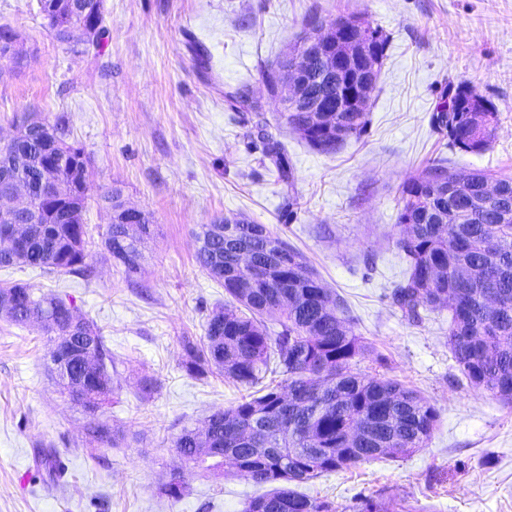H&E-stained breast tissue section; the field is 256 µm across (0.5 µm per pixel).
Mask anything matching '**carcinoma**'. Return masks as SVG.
I'll return each mask as SVG.
<instances>
[{"mask_svg": "<svg viewBox=\"0 0 512 512\" xmlns=\"http://www.w3.org/2000/svg\"><path fill=\"white\" fill-rule=\"evenodd\" d=\"M50 18L49 29L64 25L78 28L87 21L82 6ZM371 55L382 66L387 36L378 27ZM432 113L431 124L448 138V146L480 153L492 144L498 127L493 103L468 85L448 87V96ZM285 124L315 150L336 151L345 141L363 137L367 112L350 107L342 112L281 113ZM279 178L292 182L288 155L280 144L262 134ZM56 151L66 152L73 165L58 173L83 191L60 199L48 213L47 223L29 226L21 244L0 242V267L38 268L45 273L87 277L91 274L86 225L82 212L90 187V174L79 158L81 147L65 139V123L57 118L38 124L14 143L0 144L8 170L23 159L38 160ZM142 236L129 238L122 224H111L101 241L104 258L123 268L127 277L138 272L144 236L150 219L140 213ZM395 245L408 263L406 275L390 292L393 306L404 317L420 319L423 308L448 309V347L467 382L505 402H512V177L493 178L483 170L459 171L441 162L410 175L397 200ZM196 261L211 278L222 283L232 308L212 310L201 343L186 341L183 366L202 377L216 368L224 377L249 391L235 404L212 412L202 428H185L173 447L190 472L214 480L226 476L224 456L232 451L242 462L235 474L255 485L274 488L245 504L244 512H379L370 499L342 509L333 503L287 487L307 483L324 474L381 458H405L426 447L438 422V411L425 397L398 380L377 373L369 378L354 372L358 359L370 351L356 333L346 300L324 287L304 254L273 234L267 225L247 221L226 224L217 218L198 225ZM253 254L254 263L242 266L240 254ZM464 266L478 275L463 281ZM0 294L16 296L19 306L0 311L17 325L49 313L51 328L70 327L72 302L56 294L37 295L22 282L0 286ZM279 315V330L271 332L266 315ZM86 336L73 343L91 347L93 364L71 367L72 384L57 380L69 394L80 387L89 401L100 406L114 393V364L101 329L83 319ZM285 375L274 385L263 380L270 364ZM294 393L295 401L281 405V391ZM88 431L102 448L128 443L124 430L97 415L87 421ZM355 427L363 429L357 442L347 440ZM254 432L267 445L256 456L233 436ZM320 449V457L307 453ZM185 477L173 475L162 486L169 498L178 499Z\"/></svg>", "mask_w": 512, "mask_h": 512, "instance_id": "carcinoma-1", "label": "carcinoma"}]
</instances>
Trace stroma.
Here are the masks:
<instances>
[{"label":"stroma","instance_id":"stroma-1","mask_svg":"<svg viewBox=\"0 0 512 512\" xmlns=\"http://www.w3.org/2000/svg\"><path fill=\"white\" fill-rule=\"evenodd\" d=\"M104 15L105 48L94 56L59 42L37 0H0V27L17 33L24 59L18 69L0 61V140L22 116L65 118L90 163L83 219L94 254L86 279L13 266L0 268V284L65 295L98 325L115 361L104 415L137 440L97 448L47 374V336L0 317V512H243L262 494L232 475L188 477L177 500L159 492L185 469L173 439L246 394L220 373L195 378L182 365L184 338L203 337L226 299L195 260V230L220 216L267 225L303 252L374 347L357 372H384L440 413L425 448L300 492L339 508L370 498L408 512H512V404L467 383L448 348L447 310L424 309L412 322L388 299L407 271L395 237L410 174L445 160L512 176V0H104ZM337 18L370 22L388 45L367 134L326 154L288 128L265 76L298 52L313 22ZM460 83L498 112L497 137L479 154L450 150L430 125L442 92ZM240 89L245 102L230 107L226 93ZM260 120L285 146L292 182L264 154ZM113 186L155 226L130 278L99 254L110 223L99 196ZM146 377L156 383L148 396ZM44 448L61 461L52 478Z\"/></svg>","mask_w":512,"mask_h":512}]
</instances>
